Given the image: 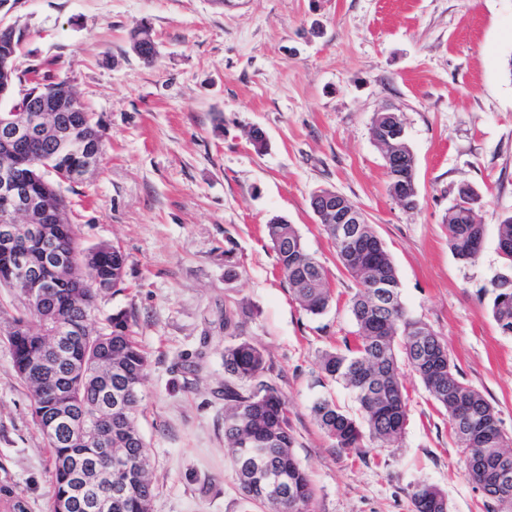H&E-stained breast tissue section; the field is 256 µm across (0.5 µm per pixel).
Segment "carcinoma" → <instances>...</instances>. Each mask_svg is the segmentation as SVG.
Returning a JSON list of instances; mask_svg holds the SVG:
<instances>
[{
	"label": "carcinoma",
	"mask_w": 512,
	"mask_h": 512,
	"mask_svg": "<svg viewBox=\"0 0 512 512\" xmlns=\"http://www.w3.org/2000/svg\"><path fill=\"white\" fill-rule=\"evenodd\" d=\"M74 143L58 150L45 142L0 156V166L31 174L29 189L48 195L54 210H68L61 184L36 177L42 159L67 174L84 165L78 141L88 134L104 140L83 103L67 98L63 113ZM466 200L448 212V246L459 259L477 258L484 234L478 221L481 196L470 186ZM56 246L71 254L68 268L47 272L55 287L35 300L15 286L12 254L0 251V287L15 292L20 306L11 313L0 308V336L11 354V369L30 394L31 414L37 422L54 407L70 408L86 426L82 432L63 431L46 439L52 493L48 512L83 510L84 487L95 484L110 469L106 449L127 456L126 469L115 480L123 487L112 500L111 512H151L155 487L149 467V449L137 416L142 387L148 376L146 353L132 336L130 316L119 309L94 325L98 298L125 290L126 256L121 248L100 243L84 248L69 222L45 224ZM359 236L344 244L333 224L323 230L336 248V257L356 281L350 312L356 330L344 349L325 351L320 368L343 382L354 394L362 421L326 398L312 413L320 429L341 452L360 453L369 444L394 448L406 425V399L400 363L404 362L448 413L450 431L463 448L464 464L472 480L497 505L512 512V482L489 483V471L512 470V437L499 428L493 406L477 390L460 380L448 356V346L426 323L411 317L401 301L400 281L392 261L370 224L357 226ZM277 266L302 309L321 315L332 302L329 272L305 248L294 225L282 219L266 224ZM375 280L388 284L375 299ZM492 315L502 333L512 335V288L492 285ZM242 310L224 307V444L244 499L264 512H311L314 484L298 461L288 405L278 388L264 380L268 371L263 349L243 337ZM62 335L58 352L45 347L47 338ZM414 512H449L445 493L426 481L411 492ZM0 512H25V505L8 481H0Z\"/></svg>",
	"instance_id": "cac0c4a2"
}]
</instances>
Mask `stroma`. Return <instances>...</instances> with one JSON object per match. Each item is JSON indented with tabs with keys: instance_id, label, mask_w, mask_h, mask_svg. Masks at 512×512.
<instances>
[{
	"instance_id": "35a3bbf8",
	"label": "stroma",
	"mask_w": 512,
	"mask_h": 512,
	"mask_svg": "<svg viewBox=\"0 0 512 512\" xmlns=\"http://www.w3.org/2000/svg\"><path fill=\"white\" fill-rule=\"evenodd\" d=\"M6 20L23 34L19 70L67 81L106 133L100 171L67 193L69 218L82 246L108 242L127 256L126 291L99 308L131 313L150 362L138 424L153 512H261L224 447V308L238 303L244 336L265 349L288 401L313 512H412L423 480L450 512H496L413 375L398 447L345 453L319 429L317 399L358 411L319 367L354 329L356 285L310 198L330 189L364 212L407 312L442 336L461 380L512 436V336L491 314L498 226L512 215V0H16ZM143 24L158 49L151 65L131 47ZM385 107L416 159L413 210L393 199L372 138ZM463 185L481 195L473 261L453 255L445 229ZM276 216L329 271L334 302L322 315L307 314L279 273L265 233ZM10 365L0 341V463L26 512H47L48 450Z\"/></svg>"
}]
</instances>
